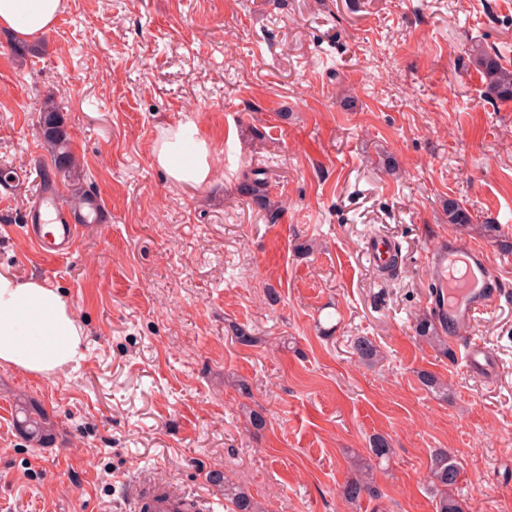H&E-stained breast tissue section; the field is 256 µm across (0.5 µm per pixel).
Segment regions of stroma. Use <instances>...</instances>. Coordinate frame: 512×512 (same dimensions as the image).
<instances>
[{
	"label": "stroma",
	"mask_w": 512,
	"mask_h": 512,
	"mask_svg": "<svg viewBox=\"0 0 512 512\" xmlns=\"http://www.w3.org/2000/svg\"><path fill=\"white\" fill-rule=\"evenodd\" d=\"M63 2L25 61L0 32V168L20 176L0 198V270L60 290L83 357L49 378L0 367V512H129L145 476L220 502L215 472L266 512H435L440 448L462 466L465 512H512V102L490 100L467 53L512 62V0ZM49 95L102 210L63 258L23 229L50 163ZM188 116L211 145L205 186L153 159L159 129ZM254 170L276 211L241 193ZM452 199L470 225L449 223ZM451 233L504 284L467 331L496 357L489 382L461 342L446 356L415 332L427 251ZM376 235L399 251L392 273L363 253ZM25 403L48 444L18 428ZM378 435L393 449L381 496L352 506L341 489Z\"/></svg>",
	"instance_id": "1"
}]
</instances>
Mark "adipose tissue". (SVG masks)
<instances>
[{"mask_svg":"<svg viewBox=\"0 0 512 512\" xmlns=\"http://www.w3.org/2000/svg\"><path fill=\"white\" fill-rule=\"evenodd\" d=\"M62 0H0V30L32 39L56 22ZM154 162L177 183L202 185L211 149L194 119L162 128ZM84 331L58 289L0 273V365L49 377L82 359Z\"/></svg>","mask_w":512,"mask_h":512,"instance_id":"adipose-tissue-1","label":"adipose tissue"}]
</instances>
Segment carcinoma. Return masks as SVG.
<instances>
[{"mask_svg": "<svg viewBox=\"0 0 512 512\" xmlns=\"http://www.w3.org/2000/svg\"><path fill=\"white\" fill-rule=\"evenodd\" d=\"M471 56L484 76L488 94L499 102H512V66L507 67L500 62L501 56L493 54L477 44L471 49ZM40 112L39 127L41 137L50 154L51 163L56 174L71 186L70 207L75 220L81 224H95L100 221L101 208H96L94 217H87V208L97 202L95 195L79 185L77 162L71 149L70 136L65 127L64 116L56 99L46 96L38 109ZM448 223L465 225L471 223V216L466 208L455 201L448 202ZM415 331L418 337L442 354H450L448 346V330L442 326L436 315L424 311L416 317ZM359 358L372 362L378 350L367 339L359 338L354 342ZM24 419L20 421L22 431L34 442L41 445L50 439V430L43 412L35 405L22 407ZM393 449L388 440L382 436L373 439L370 458L358 463V471L342 488V496L346 502L357 505L360 500L376 499L381 496L380 490L373 479V464L390 461ZM461 476V465L456 456L445 450L438 449L430 457L429 479L435 512H463L462 503L448 490L455 487ZM211 481L224 485V498L231 501L233 512H266L260 503L244 491L225 480L221 473L211 475Z\"/></svg>", "mask_w": 512, "mask_h": 512, "instance_id": "obj_1", "label": "carcinoma"}]
</instances>
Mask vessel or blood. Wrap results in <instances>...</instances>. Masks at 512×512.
Wrapping results in <instances>:
<instances>
[{"mask_svg":"<svg viewBox=\"0 0 512 512\" xmlns=\"http://www.w3.org/2000/svg\"><path fill=\"white\" fill-rule=\"evenodd\" d=\"M28 235L37 251L47 257L70 255L76 248L80 224L70 217L59 196L43 189L27 223ZM395 251L389 239H370L366 254L373 264L388 267ZM429 303L440 316L450 336L460 335L478 315L489 313L503 292L492 259L482 248L456 236L440 237L428 251ZM467 370L476 378L493 380L495 358L490 348L471 342L465 348ZM136 512H215L207 498L169 486L144 482L130 494Z\"/></svg>","mask_w":512,"mask_h":512,"instance_id":"b4317fda","label":"vessel or blood"}]
</instances>
